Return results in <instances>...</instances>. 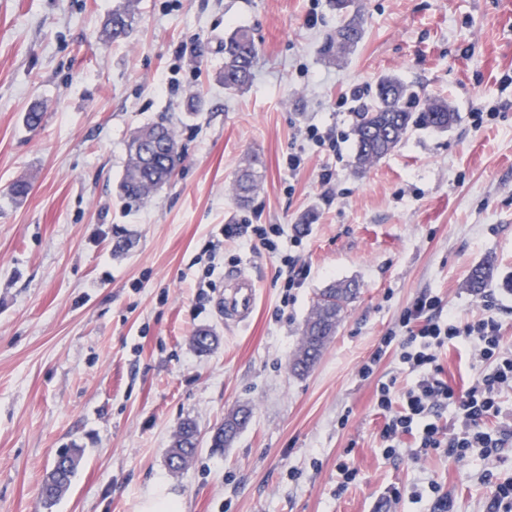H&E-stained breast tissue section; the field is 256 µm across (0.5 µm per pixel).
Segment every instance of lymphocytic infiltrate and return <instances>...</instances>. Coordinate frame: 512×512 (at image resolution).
Wrapping results in <instances>:
<instances>
[{
  "label": "lymphocytic infiltrate",
  "instance_id": "1",
  "mask_svg": "<svg viewBox=\"0 0 512 512\" xmlns=\"http://www.w3.org/2000/svg\"><path fill=\"white\" fill-rule=\"evenodd\" d=\"M444 305L436 297L421 296L402 313L398 328L383 337L380 346L358 370L360 380H373L376 365L387 353H394L415 374L413 385L396 394L394 382H375V405L388 415L381 437L384 452L393 455L402 436L415 433L423 451L441 452L462 459L468 449L492 450L512 437V411H502L498 398L512 389V351H505L501 326L492 317L459 322L443 317ZM470 343L473 359L486 364L464 393H457L440 377L437 349L447 344ZM452 405L460 433L447 436L432 422L438 408ZM497 420L496 434L484 432L488 417Z\"/></svg>",
  "mask_w": 512,
  "mask_h": 512
}]
</instances>
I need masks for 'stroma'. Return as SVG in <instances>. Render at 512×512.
<instances>
[{"label":"stroma","instance_id":"stroma-1","mask_svg":"<svg viewBox=\"0 0 512 512\" xmlns=\"http://www.w3.org/2000/svg\"><path fill=\"white\" fill-rule=\"evenodd\" d=\"M117 2L0 0V512H47L39 488L73 447L80 465L48 512H141L157 480L182 512H487L484 474L512 475V447L418 458L407 435L385 457V417L357 371L422 295L462 321L496 317L512 348V291L465 287L489 256L512 275V0H355L364 38L333 59L322 45L341 18L328 0H139L131 36L114 43L102 28ZM239 25L259 57L229 96L214 75ZM383 75L446 101L458 121L414 130L360 173L352 126ZM35 103L44 121L32 131ZM163 119L184 160L152 198L127 202L126 141ZM310 127L339 151L308 140ZM292 152L304 157L294 172ZM253 159L250 212L285 229L274 255L222 238ZM20 178L31 190L16 200ZM289 254L310 274L286 303ZM232 270L257 288L242 326L224 318ZM343 280L357 299L316 365L293 375L317 294ZM200 327L218 338L207 354L191 345ZM469 352L439 354L459 392L478 373ZM243 406L248 427L211 452V428ZM187 418L200 448L175 474L166 456ZM342 460L357 475L340 492ZM260 179L261 175L256 169L255 161L250 162L234 184V192L240 202L248 203L250 201L256 193Z\"/></svg>","mask_w":512,"mask_h":512}]
</instances>
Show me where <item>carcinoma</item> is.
<instances>
[{
	"label": "carcinoma",
	"instance_id": "obj_1",
	"mask_svg": "<svg viewBox=\"0 0 512 512\" xmlns=\"http://www.w3.org/2000/svg\"><path fill=\"white\" fill-rule=\"evenodd\" d=\"M136 0H125L123 8L112 11L104 23V32L112 41L129 37L135 22ZM363 37V23L358 15L342 20L330 35L324 51L327 54L345 52L357 45ZM224 64L217 72L224 91L235 93L248 86L253 79V68L258 48L246 27H237L224 35ZM458 121V114L448 103L438 99L421 98L420 94L395 77H382L376 83L374 101L362 108L353 127L356 167L365 170L379 161L415 128L446 130ZM127 162L119 183L121 195L132 202H142L159 187L169 182L181 162L178 140L174 129L157 122L142 126L131 133L126 142ZM261 175L256 163L251 162L234 184V192L242 203L250 201L256 193ZM496 274L494 260L486 258L470 271L466 288L481 295L490 287ZM359 294L358 284L342 281L324 289L316 297L309 318L302 331L301 343L295 352L298 363L291 366L292 373L301 376L320 358L329 340L336 335L348 306ZM190 341L201 353L212 350L215 337L207 328L197 329ZM230 419L216 426L211 447L224 450L239 435L224 430ZM200 441L197 425L192 419L183 420L175 433L172 448L167 455V466L173 473L185 471L197 455ZM81 450L73 448L62 452L54 468L41 484L40 503L51 507L70 488L80 461Z\"/></svg>",
	"mask_w": 512,
	"mask_h": 512
}]
</instances>
